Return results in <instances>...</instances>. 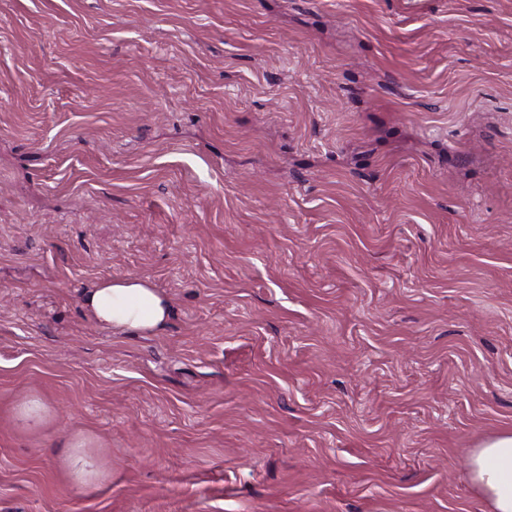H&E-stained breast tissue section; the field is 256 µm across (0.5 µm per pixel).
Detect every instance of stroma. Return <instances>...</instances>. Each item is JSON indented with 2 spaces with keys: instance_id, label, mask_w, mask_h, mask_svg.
<instances>
[{
  "instance_id": "stroma-1",
  "label": "stroma",
  "mask_w": 512,
  "mask_h": 512,
  "mask_svg": "<svg viewBox=\"0 0 512 512\" xmlns=\"http://www.w3.org/2000/svg\"><path fill=\"white\" fill-rule=\"evenodd\" d=\"M505 431L512 0H0V512H485ZM82 304L97 324L134 334L161 329L172 310L166 297L137 277L101 280L83 294ZM469 476L488 512H512V432L489 437L473 450Z\"/></svg>"
}]
</instances>
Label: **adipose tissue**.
<instances>
[{
    "label": "adipose tissue",
    "mask_w": 512,
    "mask_h": 512,
    "mask_svg": "<svg viewBox=\"0 0 512 512\" xmlns=\"http://www.w3.org/2000/svg\"><path fill=\"white\" fill-rule=\"evenodd\" d=\"M84 309L99 325L122 333L161 329L171 315L169 300L144 279H104L82 297ZM469 476L489 512H512V432L489 437L469 459Z\"/></svg>",
    "instance_id": "1"
}]
</instances>
